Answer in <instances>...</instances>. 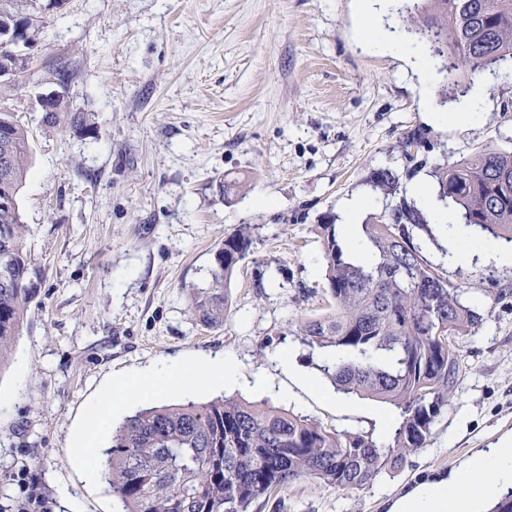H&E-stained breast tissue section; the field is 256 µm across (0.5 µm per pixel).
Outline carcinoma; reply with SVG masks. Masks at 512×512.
I'll return each mask as SVG.
<instances>
[{
	"label": "carcinoma",
	"mask_w": 512,
	"mask_h": 512,
	"mask_svg": "<svg viewBox=\"0 0 512 512\" xmlns=\"http://www.w3.org/2000/svg\"><path fill=\"white\" fill-rule=\"evenodd\" d=\"M35 2L0 0V30L24 21L36 36L39 25L22 15ZM414 8L418 40L442 61L445 93L457 90L451 76L459 66L476 77L512 58V0H419ZM44 119L76 133L91 129L86 113L69 107ZM0 140L6 145L0 171L20 190L29 169L28 130L0 112ZM431 176L437 200L454 202L461 223L512 242L511 152L488 146L472 160L436 164ZM370 182L386 197L397 194L399 177L389 169L374 171ZM316 229L330 311L303 321L302 343L332 353L319 370L338 390L396 409L388 443L235 398L148 406L112 429L101 462L120 512H253L301 479L364 488L427 447L461 379L454 337L470 333L481 315L414 243V231L428 230V222L406 198L360 225L367 260L339 241L336 225ZM253 231L243 224L224 238L208 286L191 297L190 310L201 322L224 323L234 262L248 254ZM31 269L19 206L0 207V371L37 293L28 286Z\"/></svg>",
	"instance_id": "cac0c4a2"
}]
</instances>
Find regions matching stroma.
<instances>
[{"mask_svg": "<svg viewBox=\"0 0 512 512\" xmlns=\"http://www.w3.org/2000/svg\"><path fill=\"white\" fill-rule=\"evenodd\" d=\"M43 25L28 67L0 80V109L30 136L18 196L25 241L42 277L7 367L0 371V508L116 512L104 478L88 480L73 436L117 378L149 365L222 357L236 380L199 383L155 404L220 396L265 403L340 431L378 432L388 405L336 392L328 355L303 345L301 322L328 310L316 227L342 224L352 197L384 212L373 170L399 193L430 187L433 166L512 151V59L482 84L478 117L455 122L440 73L373 48L409 30L406 0H383L375 34L359 0H37ZM69 77L59 81L58 67ZM61 92L88 113L85 133L44 123L40 94ZM424 132L423 145L410 144ZM254 227L250 255L228 288V314L210 327L189 300L204 287L224 239ZM454 226L416 232L426 258L464 290L482 320L455 339L459 386L426 448L369 487L302 481L281 509L389 512L429 476H447L479 450L512 439V264L452 258ZM289 352L293 370L279 356ZM262 387H255V378ZM370 182L374 190L380 191L385 197H395L398 191L399 177L389 169H378L372 173Z\"/></svg>", "mask_w": 512, "mask_h": 512, "instance_id": "35a3bbf8", "label": "stroma"}]
</instances>
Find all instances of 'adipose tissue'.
<instances>
[{
    "label": "adipose tissue",
    "mask_w": 512,
    "mask_h": 512,
    "mask_svg": "<svg viewBox=\"0 0 512 512\" xmlns=\"http://www.w3.org/2000/svg\"><path fill=\"white\" fill-rule=\"evenodd\" d=\"M199 367L194 363H159L131 379L114 380L93 414V430L79 436L74 455L90 463L93 445L109 424L114 409L138 395L156 396L192 387ZM512 487V446L503 444L480 451L466 466L446 477L422 480L399 498L390 512H478L481 500Z\"/></svg>",
    "instance_id": "1"
}]
</instances>
